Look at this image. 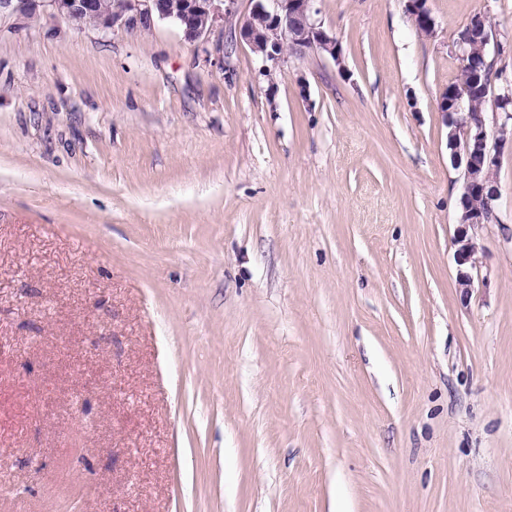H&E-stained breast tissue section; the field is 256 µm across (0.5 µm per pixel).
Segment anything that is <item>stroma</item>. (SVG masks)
I'll list each match as a JSON object with an SVG mask.
<instances>
[{
	"instance_id": "obj_1",
	"label": "stroma",
	"mask_w": 512,
	"mask_h": 512,
	"mask_svg": "<svg viewBox=\"0 0 512 512\" xmlns=\"http://www.w3.org/2000/svg\"><path fill=\"white\" fill-rule=\"evenodd\" d=\"M0 16V512H512V155L461 298L437 102L512 0L341 47ZM452 47L461 68H465L467 59L475 54L474 48L479 49L478 55L485 62L488 57L494 62V58L502 51L496 39L493 23L489 16L481 13L475 14L466 26L457 32Z\"/></svg>"
}]
</instances>
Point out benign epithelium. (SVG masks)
Returning <instances> with one entry per match:
<instances>
[{"label":"benign epithelium","instance_id":"1","mask_svg":"<svg viewBox=\"0 0 512 512\" xmlns=\"http://www.w3.org/2000/svg\"><path fill=\"white\" fill-rule=\"evenodd\" d=\"M47 2L75 26L82 27L87 17L97 18L96 27L105 31L149 30L158 21L176 25L185 39L197 41L205 37L216 22L229 13L235 0H120L113 8L102 0H0V15L20 13L28 18L37 15L40 4ZM254 5L239 36L271 66L264 68L268 79L288 55L308 52L324 54L341 63V50L336 38L323 29L315 18L316 0H253ZM407 12L429 35L436 32V21L426 7V0H407ZM460 67L479 49L482 59L496 57L502 51L489 16L478 13L457 32L452 42ZM471 84H450L438 101V109L460 107L471 95ZM495 105V121L488 124L484 116L468 112L448 126V148L454 165L462 168L460 214L453 237L454 258L458 266H475L478 243L476 228L490 222L500 223L497 216L500 189L496 171L506 146H512V83L505 80L491 86Z\"/></svg>","mask_w":512,"mask_h":512}]
</instances>
